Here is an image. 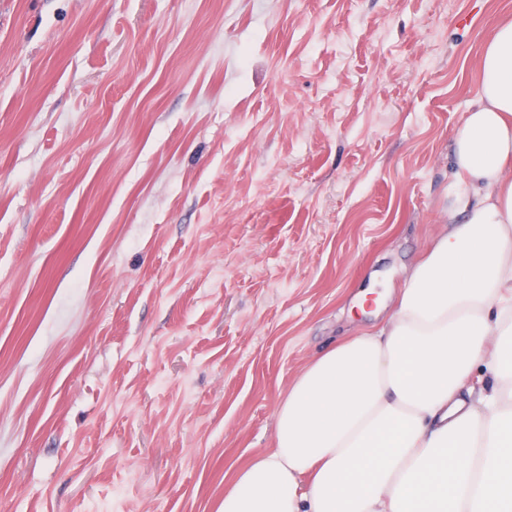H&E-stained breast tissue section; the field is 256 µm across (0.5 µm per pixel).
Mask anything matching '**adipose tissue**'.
Listing matches in <instances>:
<instances>
[{
	"label": "adipose tissue",
	"instance_id": "ef3b65f1",
	"mask_svg": "<svg viewBox=\"0 0 512 512\" xmlns=\"http://www.w3.org/2000/svg\"><path fill=\"white\" fill-rule=\"evenodd\" d=\"M479 74L447 227L382 325L292 382L222 512H512V21Z\"/></svg>",
	"mask_w": 512,
	"mask_h": 512
}]
</instances>
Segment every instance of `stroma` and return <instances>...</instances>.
Here are the masks:
<instances>
[{"label": "stroma", "mask_w": 512, "mask_h": 512, "mask_svg": "<svg viewBox=\"0 0 512 512\" xmlns=\"http://www.w3.org/2000/svg\"><path fill=\"white\" fill-rule=\"evenodd\" d=\"M512 0H0V512H221L448 221Z\"/></svg>", "instance_id": "35a3bbf8"}]
</instances>
